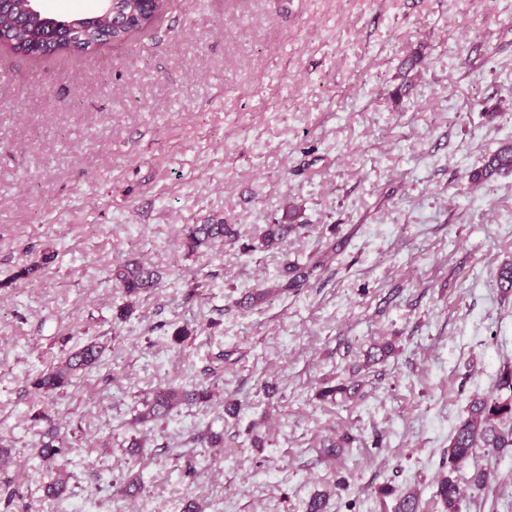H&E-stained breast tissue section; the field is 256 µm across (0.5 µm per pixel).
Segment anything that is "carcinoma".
<instances>
[{
    "mask_svg": "<svg viewBox=\"0 0 512 512\" xmlns=\"http://www.w3.org/2000/svg\"><path fill=\"white\" fill-rule=\"evenodd\" d=\"M27 0H13L11 14L0 17V26L9 29L5 34L7 48L16 55L26 58L75 55L89 50H97L109 43L123 44L131 36L152 27L156 19L165 11L166 4L159 3L148 15L127 16L128 11H138L137 0H123L118 5L116 19L106 37H92L79 46L81 30L89 29L82 21L84 15L59 17L53 14H28ZM512 172V142L502 144L485 160L484 164L472 171L469 178L474 184H481L495 176ZM286 224H268L261 237V245L270 248L280 244L294 232L298 225L295 209L286 211ZM238 232L233 224L224 221L208 224H191L185 233L184 245L188 251L196 252L208 248L216 242L234 241ZM285 284L282 289L295 290L302 286L306 274L294 266L284 269ZM113 280L129 295H137L157 286L159 275L156 271L138 263H126L113 270ZM102 355V347L88 342L70 351L60 363L43 373L35 382L38 392H50L70 385L80 372L95 367ZM208 394L204 390L160 389L147 402L142 418L159 420L166 418L182 401L204 402ZM484 448L492 453L512 452V367H506L500 374L495 391L488 394H475L470 400L467 417L455 428L444 450L447 466L436 483L435 497L443 505L444 512H462L467 496L483 491L488 481L484 468H474L460 485V472L474 457L476 450ZM395 512H420L419 498L413 491L399 497Z\"/></svg>",
    "mask_w": 512,
    "mask_h": 512,
    "instance_id": "1",
    "label": "carcinoma"
}]
</instances>
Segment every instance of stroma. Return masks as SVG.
<instances>
[{"mask_svg": "<svg viewBox=\"0 0 512 512\" xmlns=\"http://www.w3.org/2000/svg\"><path fill=\"white\" fill-rule=\"evenodd\" d=\"M506 142L512 0H169L122 45L0 50V512H442L448 439L512 365V173L469 181ZM218 219L238 242L188 253ZM128 260L159 285L125 296ZM288 264L301 288L243 305ZM92 337L100 367L34 389ZM166 387L211 398L140 421ZM472 463L463 512H512V452ZM298 214L294 208L286 211L285 219H288L289 224H268L261 237V245L270 248L280 244L288 235L294 232L298 225L295 224L298 219Z\"/></svg>", "mask_w": 512, "mask_h": 512, "instance_id": "obj_1", "label": "stroma"}]
</instances>
